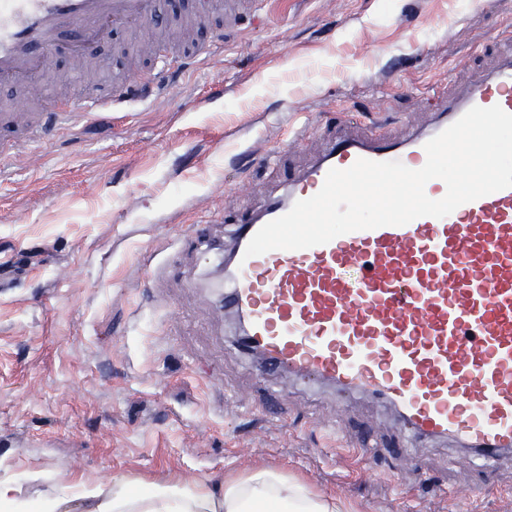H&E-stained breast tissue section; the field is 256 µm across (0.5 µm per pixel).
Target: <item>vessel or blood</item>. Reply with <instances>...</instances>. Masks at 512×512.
Instances as JSON below:
<instances>
[{
	"label": "vessel or blood",
	"instance_id": "vessel-or-blood-1",
	"mask_svg": "<svg viewBox=\"0 0 512 512\" xmlns=\"http://www.w3.org/2000/svg\"><path fill=\"white\" fill-rule=\"evenodd\" d=\"M159 0H0V85L25 89L66 45L74 67L95 60L106 28L134 30L155 21ZM495 65L438 94L431 123L397 140L335 124L322 152L289 175L282 191L236 217L232 247L210 242L224 266L208 285L241 326L239 349L260 374L289 376L335 389L340 399L363 393L389 406L405 437L444 440L486 462L512 452V188L423 216L338 236L300 250L246 257L254 234L315 195L330 169L357 159L421 168L426 143L475 106L512 113V37L494 39ZM222 35L168 53L148 36L144 55L165 66H197L223 48ZM143 94L116 80L109 99L88 98L44 115L0 113L15 151L49 126L99 115L106 105Z\"/></svg>",
	"mask_w": 512,
	"mask_h": 512
}]
</instances>
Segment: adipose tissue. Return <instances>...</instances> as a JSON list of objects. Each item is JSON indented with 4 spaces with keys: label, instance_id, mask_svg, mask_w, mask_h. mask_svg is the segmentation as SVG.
Returning <instances> with one entry per match:
<instances>
[{
    "label": "adipose tissue",
    "instance_id": "1",
    "mask_svg": "<svg viewBox=\"0 0 512 512\" xmlns=\"http://www.w3.org/2000/svg\"><path fill=\"white\" fill-rule=\"evenodd\" d=\"M0 512H342L271 470L227 480L221 490L198 482L148 484L125 478L55 496L21 497L16 485L0 482Z\"/></svg>",
    "mask_w": 512,
    "mask_h": 512
}]
</instances>
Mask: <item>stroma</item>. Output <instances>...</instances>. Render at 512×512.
I'll return each mask as SVG.
<instances>
[{
  "label": "stroma",
  "mask_w": 512,
  "mask_h": 512,
  "mask_svg": "<svg viewBox=\"0 0 512 512\" xmlns=\"http://www.w3.org/2000/svg\"><path fill=\"white\" fill-rule=\"evenodd\" d=\"M512 34V0H268L224 32V48L144 102L46 132L26 152L0 141V481L21 496L96 486L281 472L352 512H512V457L459 459L416 442L386 455L393 413L327 387L256 378L238 325L188 287L189 231L271 190L275 157L318 151L331 121L384 134L424 124L434 90L490 64ZM93 79L45 72L26 98L107 96L116 72L151 73L128 34L102 43ZM303 128L302 140L290 137ZM276 391L286 418L261 415ZM377 448L348 450L360 429Z\"/></svg>",
  "instance_id": "obj_1"
}]
</instances>
